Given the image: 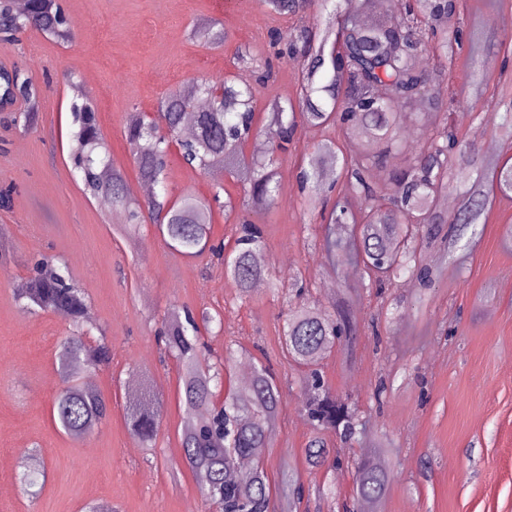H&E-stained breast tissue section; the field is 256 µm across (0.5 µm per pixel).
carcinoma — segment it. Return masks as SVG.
<instances>
[{
	"label": "carcinoma",
	"mask_w": 512,
	"mask_h": 512,
	"mask_svg": "<svg viewBox=\"0 0 512 512\" xmlns=\"http://www.w3.org/2000/svg\"><path fill=\"white\" fill-rule=\"evenodd\" d=\"M350 7L316 25L288 35L289 58L302 73L299 96L268 104L265 130L255 127V88L241 81L224 80V94L214 106L194 113V132L181 137L184 116L195 106L198 95L209 83H191L170 92L153 118L132 114L127 122L128 141L135 148L134 164L143 180L157 188L146 206L166 244L186 256H196L210 248L224 265V275L238 290L239 299H249L255 282L266 277L256 263V253L265 247L262 228L247 220L237 226L234 249L209 246L212 225L210 207L192 193L170 199L166 176V156L170 144L181 148L184 161L194 169L227 172L247 193L255 208H270L282 188L276 179L278 154L288 151L297 130L304 124L333 125L353 134H362L359 153L341 158L335 144H318L302 164L299 189L314 205L335 191V184L324 181V169L332 168L341 182V192L326 201V223L346 225L345 241L327 235L326 252L339 246L351 249L357 272L366 287L383 289L403 275L433 284V270L419 262L421 248L437 239L447 247L459 244L470 229L485 223L490 192L512 191V161L487 159L476 147L448 125V113L461 111V101L473 121L491 123L506 142L512 141V82L502 84L497 104L480 105L485 95L482 52L508 34L498 32L489 13L500 14L512 0H484L481 14L470 23L460 18V0H348ZM312 0H264L271 11L295 16ZM373 8L379 18L370 26L361 15ZM398 13L402 23L390 22ZM32 29L57 41H68L72 34L59 0H28L27 9L16 12L13 0H0V31L7 35ZM193 38L205 45L224 42V32L209 23L192 31ZM433 42L432 52L440 63L451 67L458 52L471 46L470 76L458 92L441 87L442 71L423 65L424 51ZM411 107L425 118V131L414 162L374 180L373 169L395 150L407 147L403 137ZM78 130L72 156L74 171L81 174L93 195H105L112 207L127 213L129 233L136 234L143 219L142 206L126 193L124 172L112 164L100 148V129L93 105L74 107ZM264 133L271 144L263 159L247 158L244 142ZM458 195L457 208L448 213L439 206L449 190ZM305 289L295 290L299 302L288 309L282 322V353L294 363L308 368L299 378L302 407L312 427L305 454L312 467L337 463L325 432L351 439L362 429L358 407L336 393L316 365L338 347L349 348L356 339L357 320L345 305L300 301ZM20 308L29 314L63 311L72 332L59 344L57 359L65 378L62 391L53 404L54 419L68 436L79 439L107 420L110 402L98 393L88 392L78 372L112 362V344L106 337L94 340L87 332L97 328L86 315L87 296L70 276L65 264L51 257L36 261L34 274L16 289ZM221 326L224 317L207 312L171 309L156 334L164 353L178 361L185 417L181 436L182 459L195 473L199 493L208 512H274L272 489L265 468L238 470L243 458L261 456L271 447L268 427L279 414L283 400L281 384L263 364L254 367L246 392H228L224 405L213 409L217 393L224 389V371L232 367L236 355L225 351L213 362L211 353L199 338V322ZM158 406L149 394L133 400L127 421L131 435L151 447L158 434ZM381 443L374 455L357 462L355 496L359 512H370L385 494L391 475ZM45 474V464L35 460L18 481L21 494L36 498L35 487Z\"/></svg>",
	"instance_id": "obj_1"
}]
</instances>
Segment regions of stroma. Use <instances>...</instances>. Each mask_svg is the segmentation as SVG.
<instances>
[{
	"label": "stroma",
	"mask_w": 512,
	"mask_h": 512,
	"mask_svg": "<svg viewBox=\"0 0 512 512\" xmlns=\"http://www.w3.org/2000/svg\"><path fill=\"white\" fill-rule=\"evenodd\" d=\"M74 20L71 40L60 42L29 30L18 42L0 45V68L21 69L38 87L36 127L15 128L0 112V190L10 189L0 207V247L13 258L0 274V512H83L106 501L117 512H207L194 474L182 463L181 401L176 359H162L155 342L161 319L172 306L220 311L223 327L201 335L214 354L238 350V365L270 361L284 393L265 456L271 485L290 467L305 488L309 512H329L318 490L332 481L337 503L354 495L352 462L372 455L388 439L391 481L376 512H512V199L494 197L488 219L476 235L442 256L425 250L423 264L440 268L439 281L424 308L414 299L420 281L399 280L384 296L362 287L348 251L326 258L318 212L309 210L297 187L303 157L321 140L335 139L345 156L354 135L334 128L299 127L291 152L276 164L283 187L278 202L246 211L242 189L225 174L185 166L178 150L167 159L173 196L190 192L212 197L223 183L234 214H211L212 239L235 244L238 215L260 224L265 264L282 284L303 276L316 299L333 289H358L349 302L361 323L354 355L334 351L320 363L331 387L356 402L366 421L358 440L328 441L341 459L334 469L312 468L305 448L311 429L301 412L300 366L281 350L279 316L285 306L270 287L241 301L225 284L224 268L210 254L185 257L172 251L145 219L138 239L101 198L91 196L71 172L70 107L73 86L96 105L102 143L114 164L136 185L138 173L125 127L133 111L155 112L169 91L194 79L255 82L258 124L266 122L270 100L293 97L297 67L278 57L274 36L313 27L320 10L283 16L262 0H61ZM222 23L227 39L207 47L191 37L205 20ZM251 58L240 62L238 47ZM42 254L66 263L88 297L92 321L112 343V362L95 369L97 390L109 399L107 421L89 436L73 439L56 427L52 401L63 386L56 359L69 323L57 314L27 315L14 295ZM380 318L379 333L369 323ZM150 379L160 406L153 447L138 446L129 433V381ZM390 392L376 404L379 383ZM38 449L47 467L39 498L18 488L16 457Z\"/></svg>",
	"instance_id": "stroma-1"
}]
</instances>
